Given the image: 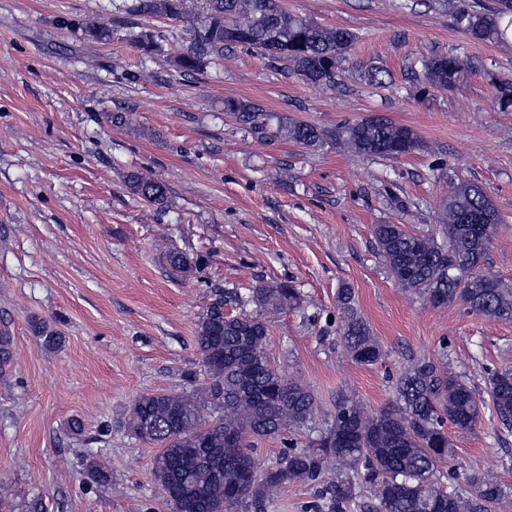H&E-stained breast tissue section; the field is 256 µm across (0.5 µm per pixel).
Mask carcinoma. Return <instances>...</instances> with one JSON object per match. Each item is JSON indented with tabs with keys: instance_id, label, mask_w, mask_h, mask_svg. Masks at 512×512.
<instances>
[{
	"instance_id": "carcinoma-1",
	"label": "carcinoma",
	"mask_w": 512,
	"mask_h": 512,
	"mask_svg": "<svg viewBox=\"0 0 512 512\" xmlns=\"http://www.w3.org/2000/svg\"><path fill=\"white\" fill-rule=\"evenodd\" d=\"M133 10L145 17H185L182 0H136ZM457 26L471 39L498 42L512 29V0L461 3ZM193 39L177 57L184 71H196L224 58L229 46L246 48L274 65L283 64L302 80L334 86L341 61L358 35L329 28L294 15L278 0H206V14L190 21ZM474 64L454 53H435L410 68L415 84L450 89ZM493 107L512 112V83L496 88ZM224 111L244 122L254 135L268 133L274 115L256 104L229 99ZM277 132L305 146L339 139L355 153L397 159L421 149L418 134L383 116L323 129L306 121L278 126ZM130 189L144 201L163 206L168 186L155 177L133 173ZM499 214L482 186L461 182L448 195L441 218L445 242L410 232L403 224H376L372 236L391 277L404 290L434 306L457 303L472 313L512 321V286L484 268L486 251L499 229ZM290 282L260 285L244 296L235 289L211 290L200 316L197 350L208 383L189 392L148 393L132 404L129 428L145 443L159 447L151 475L161 490H176L166 499L171 512L191 505L190 512H238L250 505L262 512L266 500L290 483L316 485L312 512H343L344 505L370 492L364 512H496L506 493L490 468L466 478V488L446 490L439 464L451 458L447 426L468 431L480 422L486 405L512 420V369L488 374L485 401L475 387L448 364L421 360L395 382L396 404L378 412L354 397H337L329 428L315 448L291 445L275 466L259 473L255 443L307 425L316 399L301 383L283 378L271 364L264 345L268 315L300 304ZM341 312L338 336L357 363L373 365L384 350L354 305L352 291L338 292ZM227 305L241 309L225 313ZM251 306L248 312L245 307ZM47 346L59 334L45 323L33 325ZM353 473V479L322 484L325 473ZM237 495L224 500V489Z\"/></svg>"
}]
</instances>
